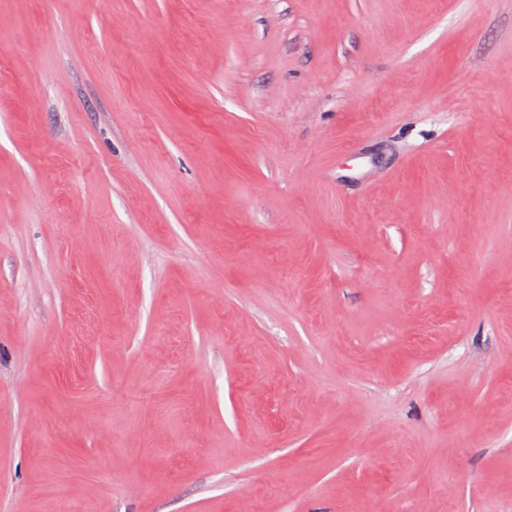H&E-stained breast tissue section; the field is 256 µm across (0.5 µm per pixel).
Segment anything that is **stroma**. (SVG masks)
I'll use <instances>...</instances> for the list:
<instances>
[{
	"label": "stroma",
	"mask_w": 512,
	"mask_h": 512,
	"mask_svg": "<svg viewBox=\"0 0 512 512\" xmlns=\"http://www.w3.org/2000/svg\"><path fill=\"white\" fill-rule=\"evenodd\" d=\"M0 512H512V0H0Z\"/></svg>",
	"instance_id": "1"
}]
</instances>
